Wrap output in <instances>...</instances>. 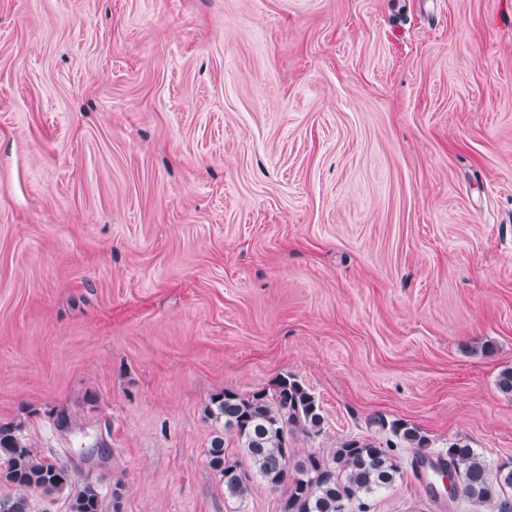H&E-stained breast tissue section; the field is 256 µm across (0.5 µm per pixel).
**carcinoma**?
<instances>
[{
	"label": "carcinoma",
	"instance_id": "1",
	"mask_svg": "<svg viewBox=\"0 0 512 512\" xmlns=\"http://www.w3.org/2000/svg\"><path fill=\"white\" fill-rule=\"evenodd\" d=\"M207 419L221 425L207 449L210 466L220 472L234 468L224 478V497L244 501L258 477L273 490H282L280 512H370V499L395 481L399 467L392 447L370 440L345 439L333 452L300 455L288 447V434H317L325 416L316 396L291 375L280 377L269 388L242 394L224 390L210 397L204 407ZM377 424L389 428L402 447L412 453L410 464L418 469L427 457L428 438L420 428L401 420ZM24 422L0 425V485L13 494L0 497V512H29V491L42 490L65 496L68 512H100L97 485L75 479L70 468L54 456H45L25 438ZM234 440L249 458L247 469L226 455L225 436ZM459 479V490L475 509L512 512V462L490 465L474 449L454 443L447 457L437 459Z\"/></svg>",
	"mask_w": 512,
	"mask_h": 512
}]
</instances>
